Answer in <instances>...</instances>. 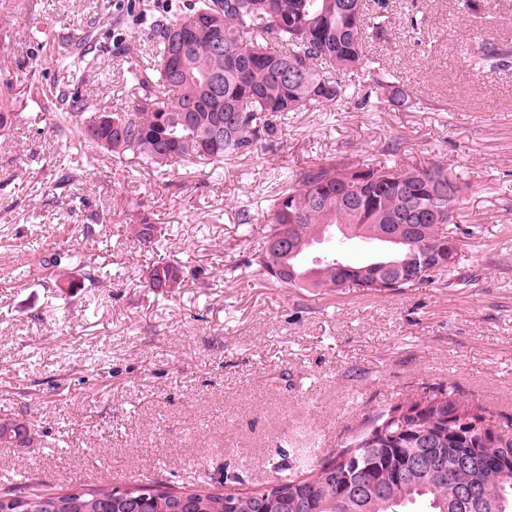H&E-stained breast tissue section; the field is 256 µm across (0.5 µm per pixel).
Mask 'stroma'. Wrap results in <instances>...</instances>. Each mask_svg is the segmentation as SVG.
<instances>
[{
    "instance_id": "obj_1",
    "label": "stroma",
    "mask_w": 512,
    "mask_h": 512,
    "mask_svg": "<svg viewBox=\"0 0 512 512\" xmlns=\"http://www.w3.org/2000/svg\"><path fill=\"white\" fill-rule=\"evenodd\" d=\"M186 2L0 0V95L17 113L0 129V418L36 430L30 445L0 444V475L50 491L202 471L261 484L270 460L340 447L363 415L441 382L490 420L512 418V69L470 66L476 39L512 45V0H481L476 18L460 0H389L393 23L370 56L419 108L360 107L356 77L337 105L284 114L279 143L215 172H159L43 122L34 89L67 80L124 111L145 75L148 18ZM91 28V68L60 69L64 37ZM392 146L401 164L463 176L447 287L327 294L251 267L281 175L383 161ZM61 154L78 173L62 190ZM244 203L254 223H240ZM142 218L160 246L130 233ZM174 261L179 286L157 294L149 269Z\"/></svg>"
}]
</instances>
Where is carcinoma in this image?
Wrapping results in <instances>:
<instances>
[{"label": "carcinoma", "instance_id": "obj_1", "mask_svg": "<svg viewBox=\"0 0 512 512\" xmlns=\"http://www.w3.org/2000/svg\"><path fill=\"white\" fill-rule=\"evenodd\" d=\"M387 7V0H191L154 21L146 61L154 79L137 82L128 111L102 112L65 86L34 102L52 127L73 121L79 136L113 156L130 152L156 169L218 166L273 142L281 113L342 100L353 75L367 74L363 106L419 105L393 74L371 68L367 44L391 28ZM65 42L61 67L89 62L90 35ZM472 65L508 69L512 49L485 42ZM461 192L460 175L435 162L312 164L270 196L264 246L250 264L276 283L325 292L388 295L443 285L456 268L448 266L442 226L455 223ZM329 233L379 250L339 265L338 249L306 262ZM283 236L290 244L277 252ZM419 252L428 260L421 273L411 265ZM400 260L405 278L388 279L386 265ZM180 281L176 264L148 272L157 291ZM484 411L453 387L432 384L413 401L370 413L334 454L316 463L301 458L288 474L276 466L259 487H244L237 475L217 484H80L65 492L11 484L0 486V512H512V422L490 425ZM467 487L476 489L472 500L461 497Z\"/></svg>", "mask_w": 512, "mask_h": 512}]
</instances>
